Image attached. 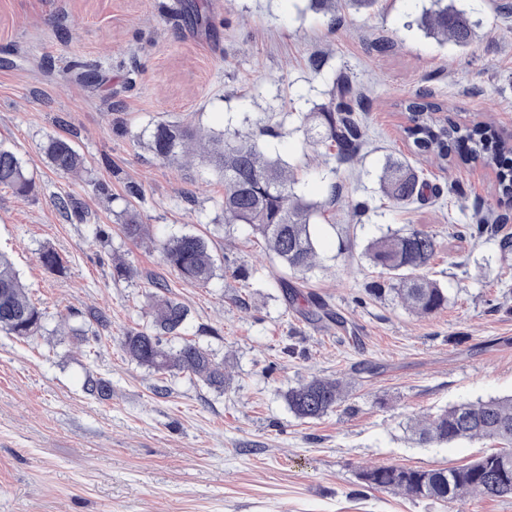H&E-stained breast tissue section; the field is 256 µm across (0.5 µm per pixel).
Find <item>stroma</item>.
<instances>
[{"instance_id": "1", "label": "stroma", "mask_w": 512, "mask_h": 512, "mask_svg": "<svg viewBox=\"0 0 512 512\" xmlns=\"http://www.w3.org/2000/svg\"><path fill=\"white\" fill-rule=\"evenodd\" d=\"M183 2L0 0V144L34 183L26 195L0 186V251L45 314L36 336L0 332V512H512L510 496L443 503L359 477L373 464L474 460L490 443L423 448L408 418L512 393V253L500 249L512 209L494 204L493 166L445 170L412 156L400 109L426 91L446 116L483 118L512 143V0H456L479 23L466 49L418 29L431 0H378L371 15L338 25L309 0H195L196 22ZM314 55L321 70L309 65ZM344 79L368 105L358 115L364 144L348 163L312 145L308 119ZM162 121L259 134L314 200L339 185L315 220L317 268L291 275L246 226L225 225L222 182L199 160L171 165L147 149ZM51 136L83 156L80 175L52 169ZM391 156L422 169L431 185L422 199L397 206L382 196ZM131 183L139 197L127 196ZM66 196L85 222L60 215ZM130 210L148 239L124 238ZM484 216L498 234L471 236ZM410 224L435 234L428 275L448 292L447 306L425 317L376 294L385 276L363 255L371 239ZM173 232L208 239V287L164 266ZM45 247L64 272L40 264ZM117 258L136 277L113 279ZM239 266L247 278L235 276ZM152 274L190 311L171 346L208 349L230 375L223 391L179 371L158 379L123 352L124 333L152 323ZM321 304L341 324L312 320ZM313 376L345 378L347 396L301 420L283 394ZM89 377L109 380L111 397L86 393Z\"/></svg>"}]
</instances>
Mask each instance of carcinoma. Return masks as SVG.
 I'll use <instances>...</instances> for the list:
<instances>
[{"label": "carcinoma", "instance_id": "cac0c4a2", "mask_svg": "<svg viewBox=\"0 0 512 512\" xmlns=\"http://www.w3.org/2000/svg\"><path fill=\"white\" fill-rule=\"evenodd\" d=\"M311 7L331 15V22L342 21L341 6L357 13L372 11L378 0H310ZM436 9L426 10L417 20L426 34L441 41L467 48L476 39L477 22L465 11L433 0ZM349 83L337 85L334 96L339 104L324 106L314 116V142L336 148L340 161L353 159L362 144V131L354 115L356 100ZM407 114L404 133L413 152L429 154L439 164L460 161L471 165L490 162L496 166L497 203L512 204V145L503 140L485 120L452 122L442 116L440 104L417 93L401 104ZM148 149L168 164L199 156L208 160L224 182V224H246L261 238L265 247L294 274H304L317 266L316 245L311 226L327 203H319L295 191L294 174L278 158H272L253 133H204L190 125L160 122L147 137ZM45 154L56 172L78 173L84 167L82 155L67 141L51 137ZM0 185L18 193L31 191L21 159L0 145ZM429 183L422 172L405 157L385 164L380 190L392 203L406 205L423 195ZM147 226L135 213L121 225L130 241L146 234ZM437 243L427 230L409 226L377 237L366 245L364 256L392 281L390 291L406 310L431 315L448 304V292L423 275L436 256ZM163 260L179 278L207 287L215 267L207 241L195 234H173L163 244ZM42 266L63 270V259L53 249L40 252ZM157 293L150 297L154 331L129 330L122 338L123 352L138 364L160 374L182 370L197 377L205 386L224 389L227 375L224 363L208 350L191 341L173 349L163 343L165 336H179L189 319V309L165 293L167 284L152 283ZM44 312L29 297L28 289L10 258L0 254V331L12 336L38 335L43 329ZM89 394L105 399L112 385L104 379L86 383ZM347 394V382L338 377H313L285 393L288 410L304 420L321 418L340 405ZM418 440L443 444L460 439L489 440L499 445L470 464L460 467L414 469L393 465H373L361 470L359 478L368 486L403 492L411 497L448 501L464 496H512V394L452 404L437 413L413 419Z\"/></svg>", "mask_w": 512, "mask_h": 512}]
</instances>
